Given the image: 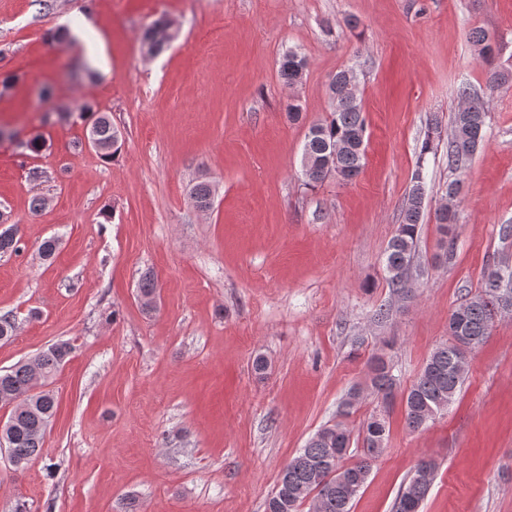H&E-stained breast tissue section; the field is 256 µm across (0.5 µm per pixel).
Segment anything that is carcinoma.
Segmentation results:
<instances>
[{
    "instance_id": "cac0c4a2",
    "label": "carcinoma",
    "mask_w": 512,
    "mask_h": 512,
    "mask_svg": "<svg viewBox=\"0 0 512 512\" xmlns=\"http://www.w3.org/2000/svg\"><path fill=\"white\" fill-rule=\"evenodd\" d=\"M173 39L169 24L157 20L141 38L145 54L154 56ZM468 40L478 49L481 59L489 64L486 88L494 91L512 83V64L496 63L500 46L493 43L485 31L474 28ZM307 68L306 58L290 50L280 61L281 76L289 83L302 80ZM331 113L328 119L314 125L317 133H308L303 147L301 174L305 184L314 186L330 176H358L365 162L366 119L358 97V86L349 78V71L341 69L328 85ZM465 101L454 114L448 137V169L460 177L467 162L484 144L488 133V112L484 101L469 86L459 89ZM80 117L86 122L87 138L94 141V149L102 156L115 155L121 142V133L112 124L109 115L90 102L82 106ZM425 196L422 171L414 176L402 218L385 251V272L393 292L411 298L402 275L409 272L414 257L423 218ZM197 208L212 205V191L208 184L193 188ZM442 241L448 243L445 256L453 253L455 230L459 222V202L441 208L435 213ZM20 239L14 228L0 232V254L20 250ZM500 269L488 266L483 272L484 288L466 295L453 311L463 319V334L448 336L437 346L412 385L402 394L406 426L416 431L448 407L464 383L468 356L483 344L491 334L498 313L502 311L498 294L493 292V281ZM157 294V282L152 272L141 276L137 297L142 309L151 312L152 298ZM71 353L66 342L55 343L33 359L16 364L0 373V407L9 409L3 432L9 436L6 443L12 466L19 470L43 453L44 438L56 411L57 400L52 391L44 389L45 382L65 364ZM369 394L389 406L395 399L398 378L392 366L381 353L375 356L369 368ZM363 447L368 449L348 465L343 461L351 456L353 437L340 422L326 424L309 438L304 448L282 468L276 487L266 501L265 512H299L305 501L311 502L314 512H351L352 505L370 475L371 463L386 449L389 424L385 413L364 420L361 429ZM437 464L422 459L415 472L401 488L395 512H420L434 479ZM342 469L348 480L336 482L334 473Z\"/></svg>"
}]
</instances>
